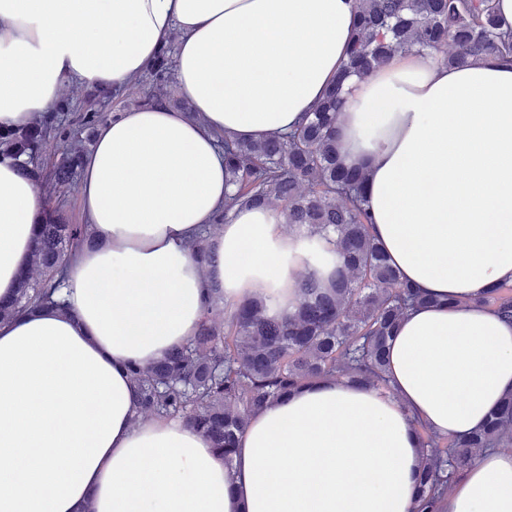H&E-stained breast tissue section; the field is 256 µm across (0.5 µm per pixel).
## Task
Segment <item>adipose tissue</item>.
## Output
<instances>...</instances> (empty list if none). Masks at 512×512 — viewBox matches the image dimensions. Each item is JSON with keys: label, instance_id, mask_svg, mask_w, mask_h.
Masks as SVG:
<instances>
[{"label": "adipose tissue", "instance_id": "obj_1", "mask_svg": "<svg viewBox=\"0 0 512 512\" xmlns=\"http://www.w3.org/2000/svg\"><path fill=\"white\" fill-rule=\"evenodd\" d=\"M175 30L195 118L156 104L97 127L80 182L94 243L63 262L65 307L0 322V512H416V425L463 435L512 393V321L481 302L512 283V63L398 53L347 80L338 152L366 174L373 237L433 302L400 318L387 387L301 385L251 417L228 463L185 420L139 419L128 366L186 345L210 299L283 318L302 273L335 267V242L313 254L282 207L218 223L219 139L305 120L347 58L354 0H0V128L55 112L73 84L126 86ZM45 211L0 156V297ZM214 223L203 262L193 242ZM446 512H512V451L477 452Z\"/></svg>", "mask_w": 512, "mask_h": 512}]
</instances>
